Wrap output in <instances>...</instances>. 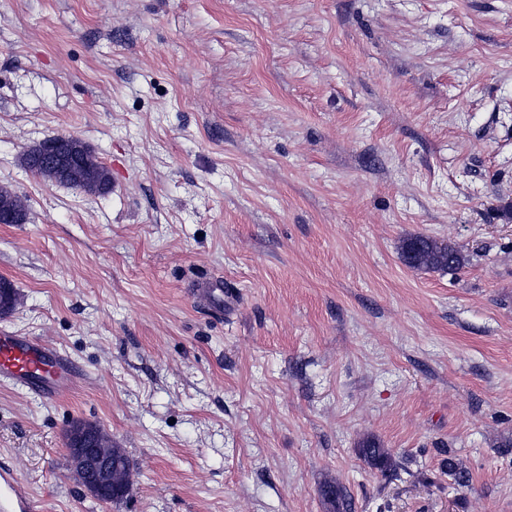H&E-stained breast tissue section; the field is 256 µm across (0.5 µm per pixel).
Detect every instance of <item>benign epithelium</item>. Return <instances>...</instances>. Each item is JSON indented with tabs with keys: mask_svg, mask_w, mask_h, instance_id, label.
I'll use <instances>...</instances> for the list:
<instances>
[{
	"mask_svg": "<svg viewBox=\"0 0 512 512\" xmlns=\"http://www.w3.org/2000/svg\"><path fill=\"white\" fill-rule=\"evenodd\" d=\"M89 152L85 143L68 147L65 154H57L49 147L43 154L49 157L48 165L65 175L79 178L85 173L83 157ZM69 469L92 495L110 499L114 495L130 492L133 486L131 466L115 468L112 458L121 454L123 449L115 447L112 437L99 425L74 422L67 434Z\"/></svg>",
	"mask_w": 512,
	"mask_h": 512,
	"instance_id": "7a95c632",
	"label": "benign epithelium"
}]
</instances>
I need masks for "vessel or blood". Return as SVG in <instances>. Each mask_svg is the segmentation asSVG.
Segmentation results:
<instances>
[{
  "label": "vessel or blood",
  "instance_id": "obj_1",
  "mask_svg": "<svg viewBox=\"0 0 512 512\" xmlns=\"http://www.w3.org/2000/svg\"><path fill=\"white\" fill-rule=\"evenodd\" d=\"M70 372L67 360L38 340L14 332L0 336V379L56 401L70 391ZM0 512H40L38 501L27 493L19 478L2 470Z\"/></svg>",
  "mask_w": 512,
  "mask_h": 512
}]
</instances>
